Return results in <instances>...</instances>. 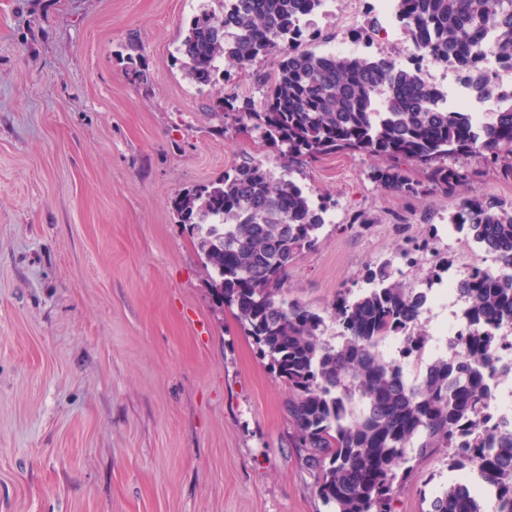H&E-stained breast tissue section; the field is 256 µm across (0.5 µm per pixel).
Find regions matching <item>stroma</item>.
Segmentation results:
<instances>
[{"label": "stroma", "mask_w": 512, "mask_h": 512, "mask_svg": "<svg viewBox=\"0 0 512 512\" xmlns=\"http://www.w3.org/2000/svg\"><path fill=\"white\" fill-rule=\"evenodd\" d=\"M218 0H0V512H330L289 436L288 387L211 297L204 257L173 201L279 148L222 117V94L262 103L276 56L224 63L191 85L177 48ZM355 14L362 51L408 60L374 0H335L306 47ZM135 60L146 74L127 70ZM383 158L339 150L293 179L330 220L288 273L286 297L327 313L366 265L399 267L408 239L449 261L493 256L448 218L456 197L405 199L371 178ZM362 213L367 223H353ZM455 479L415 462L395 512H428Z\"/></svg>", "instance_id": "obj_1"}]
</instances>
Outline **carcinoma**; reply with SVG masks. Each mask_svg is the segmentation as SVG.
I'll return each instance as SVG.
<instances>
[{
    "instance_id": "cac0c4a2",
    "label": "carcinoma",
    "mask_w": 512,
    "mask_h": 512,
    "mask_svg": "<svg viewBox=\"0 0 512 512\" xmlns=\"http://www.w3.org/2000/svg\"><path fill=\"white\" fill-rule=\"evenodd\" d=\"M323 0H222V12L194 16L179 45L184 77L216 85L219 63L237 65L275 55L278 73L261 108L224 98V116L283 147L287 165L275 176L243 165L216 182L178 196L179 222L196 235L215 302L236 310L271 369L288 385L292 444L314 473L315 487L335 512H394L409 482L412 458L437 452L463 479L438 491L429 512H482L476 493L490 491L496 512H512V420H494L497 384L512 380L501 363L497 330L512 327V204L466 198L449 224L494 256L498 270L475 269L460 282L466 325L421 380L409 384L401 361L421 358L428 334L418 328L431 288L405 286L388 263L368 267L370 288L341 292L325 317L283 296L288 270L318 242L327 205L290 179L291 168L338 149L381 156L378 187L402 197L455 196L478 172L454 160L478 155L512 178V93L509 104L480 123L443 108L418 65L387 56L325 58L302 48L313 34L299 22ZM403 30L429 60L456 70L485 94L492 78L478 73L489 51L512 68V0H398ZM424 166L413 179L403 162ZM331 320L335 340L326 336ZM400 336V359L379 346Z\"/></svg>"
}]
</instances>
